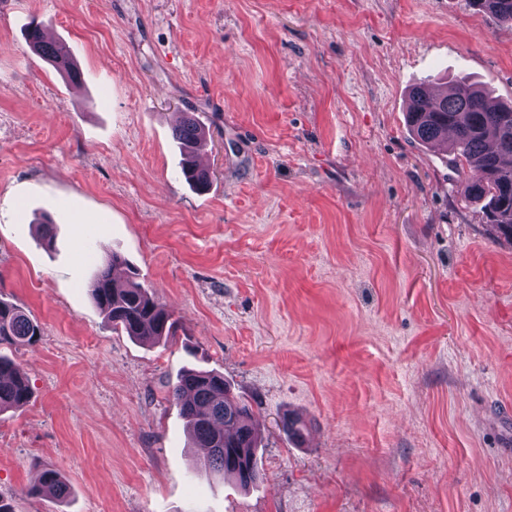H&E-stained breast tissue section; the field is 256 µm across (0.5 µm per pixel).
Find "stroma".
<instances>
[{
  "label": "stroma",
  "mask_w": 512,
  "mask_h": 512,
  "mask_svg": "<svg viewBox=\"0 0 512 512\" xmlns=\"http://www.w3.org/2000/svg\"><path fill=\"white\" fill-rule=\"evenodd\" d=\"M460 80L512 101V26L470 0H0V299L42 328L0 347L33 391L0 413L12 512H512V240L406 122ZM112 251L173 340L108 327ZM187 368L251 404L256 486L202 470ZM47 468L65 497L32 494ZM28 43L33 53L49 61L69 81L75 82L79 79V70L66 45L45 41L41 24L32 27L28 34ZM173 138L187 156L181 174L197 191H205L210 183V172L199 169L194 160L198 152L207 144L206 132L195 113L186 112L173 128Z\"/></svg>",
  "instance_id": "35a3bbf8"
}]
</instances>
